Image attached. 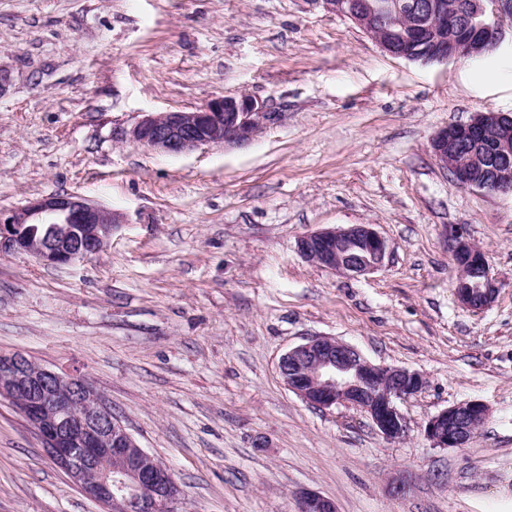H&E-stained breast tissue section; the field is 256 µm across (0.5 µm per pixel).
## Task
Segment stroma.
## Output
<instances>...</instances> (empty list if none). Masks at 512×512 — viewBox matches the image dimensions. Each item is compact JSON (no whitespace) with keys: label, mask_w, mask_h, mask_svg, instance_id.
I'll return each mask as SVG.
<instances>
[{"label":"stroma","mask_w":512,"mask_h":512,"mask_svg":"<svg viewBox=\"0 0 512 512\" xmlns=\"http://www.w3.org/2000/svg\"><path fill=\"white\" fill-rule=\"evenodd\" d=\"M0 66V209L77 192L122 216L70 265L0 255V355L84 375L171 467L179 512H297L303 488L337 512H512V194L460 187L430 148L512 113L511 27L480 59L422 63L311 0H0ZM242 94L280 115L249 142L169 156L129 137ZM352 224L388 241L379 270L299 253ZM457 227L498 284L482 311L454 293ZM315 336L424 376L403 439L288 389L280 356ZM469 400L480 433L433 447L428 417ZM0 512H103L5 399Z\"/></svg>","instance_id":"1"}]
</instances>
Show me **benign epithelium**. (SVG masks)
Returning a JSON list of instances; mask_svg holds the SVG:
<instances>
[{"label":"benign epithelium","mask_w":512,"mask_h":512,"mask_svg":"<svg viewBox=\"0 0 512 512\" xmlns=\"http://www.w3.org/2000/svg\"><path fill=\"white\" fill-rule=\"evenodd\" d=\"M372 37L391 56L423 63L476 57L503 42V18L512 20V0H478L464 19L427 0L413 5L416 22L399 23L384 0H366L355 10L344 0H313ZM278 113L257 99L219 97L194 111L147 113L132 128L138 144L166 155L202 146L247 142ZM490 149V159L471 160L475 147ZM438 165L464 187L512 193V113L481 112L470 122L449 126L431 142ZM120 215L79 194H53L0 210V254L26 253L46 265H68L100 252ZM449 247L460 269L455 283L459 303L484 310L497 288L486 254L461 228ZM297 248L310 262L351 276L383 266L389 251L373 224L330 227L308 233ZM477 268V287L465 270ZM279 374L292 392L319 409L348 404L367 412L388 440L406 432L396 400L419 392L423 375L406 368L376 365L353 346L331 336H315L283 353ZM16 407L43 442L44 450L104 512H178L182 491L172 471L156 461L112 415V406L82 375H63L27 357L0 355V398ZM488 418L478 400L452 405L429 417L423 431L437 448H462ZM298 512H337L335 503L312 491L298 496Z\"/></svg>","instance_id":"1"}]
</instances>
